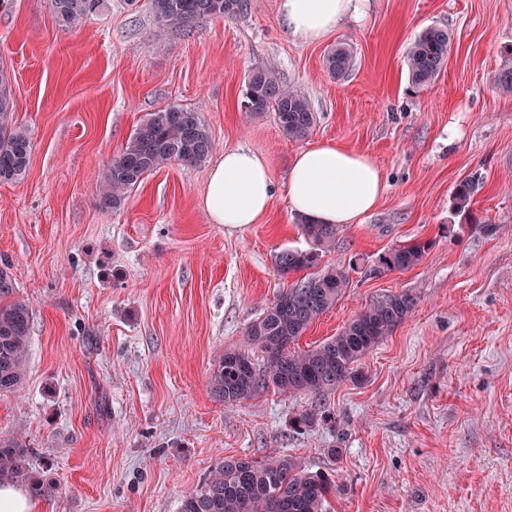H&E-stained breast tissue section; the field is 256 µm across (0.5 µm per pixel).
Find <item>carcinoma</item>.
<instances>
[{
  "label": "carcinoma",
  "instance_id": "1",
  "mask_svg": "<svg viewBox=\"0 0 512 512\" xmlns=\"http://www.w3.org/2000/svg\"><path fill=\"white\" fill-rule=\"evenodd\" d=\"M246 0H151L162 33L186 30L213 16H233ZM100 0H51L59 25L73 28L87 20ZM448 30L430 27L411 44L406 65L411 83L423 86L440 73L448 57ZM351 50L339 46L328 54L332 75L349 70ZM243 111L272 112L281 133L291 140L307 138L317 116L308 97L283 84L275 68L249 72L242 91ZM214 150L211 134L199 113L167 106L149 114L128 138L122 152L105 172L97 195L103 210H116L148 175L172 163L199 165ZM32 140L15 120L8 77L0 72V182H16L28 169ZM478 182L465 179L454 190L453 204L466 210ZM309 249H285L276 266L287 276L314 267L319 252L336 241L338 226L314 224L298 217ZM427 244L397 246L379 259L386 270H407L423 259ZM347 275L329 268L304 277L282 291L262 315L245 330L244 349H226L212 369L208 387L213 398L233 406L268 388L281 393L323 396L347 380L356 379L357 363L383 337L406 320L415 298L406 292L387 295L371 304L336 336L306 350L296 348L300 336L344 293ZM32 309L19 296L6 265L0 266V396L13 395L23 386ZM30 448L17 437H0V482L25 485L34 498L51 494L53 487L29 464ZM331 492L329 480L303 472L286 455L254 460L226 457L197 488L183 495L180 512H324Z\"/></svg>",
  "mask_w": 512,
  "mask_h": 512
}]
</instances>
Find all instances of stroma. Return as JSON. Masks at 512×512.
Listing matches in <instances>:
<instances>
[{"instance_id":"35a3bbf8","label":"stroma","mask_w":512,"mask_h":512,"mask_svg":"<svg viewBox=\"0 0 512 512\" xmlns=\"http://www.w3.org/2000/svg\"><path fill=\"white\" fill-rule=\"evenodd\" d=\"M247 3L162 33L151 0H101L76 29L50 0H0V70L33 144L24 178L0 184V263L33 311L26 380L0 397V434L25 441L52 483L43 512H179L224 457L276 453L333 480L327 512H512V90L495 82L512 55V0H371L363 25L316 45L279 24L278 0ZM431 26L452 49L415 88L404 58ZM340 43L353 63L334 76L325 57ZM265 65L310 100L307 139L242 112L244 80ZM170 105L199 112L215 155L242 146L265 159L274 199L256 223H211L207 162L171 163L119 209L98 207L102 173ZM321 141L370 154L386 190L323 251L320 266L348 287L299 348L386 295L416 304L360 359V380L320 399L269 389L224 406L208 391L214 364L297 280L275 263L308 246L288 171ZM468 178L479 187L459 211L453 191ZM414 241L430 244L419 265L381 268ZM313 407L320 420L296 427Z\"/></svg>"}]
</instances>
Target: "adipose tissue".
<instances>
[{"instance_id": "1", "label": "adipose tissue", "mask_w": 512, "mask_h": 512, "mask_svg": "<svg viewBox=\"0 0 512 512\" xmlns=\"http://www.w3.org/2000/svg\"><path fill=\"white\" fill-rule=\"evenodd\" d=\"M369 9V0H279L278 18L301 42L314 44L342 23L362 24ZM384 192L382 172L370 155L331 141L300 151L288 173L293 211L315 224L357 223ZM273 193L265 160L247 148H229L210 169L205 210L212 223L240 227L257 221Z\"/></svg>"}]
</instances>
